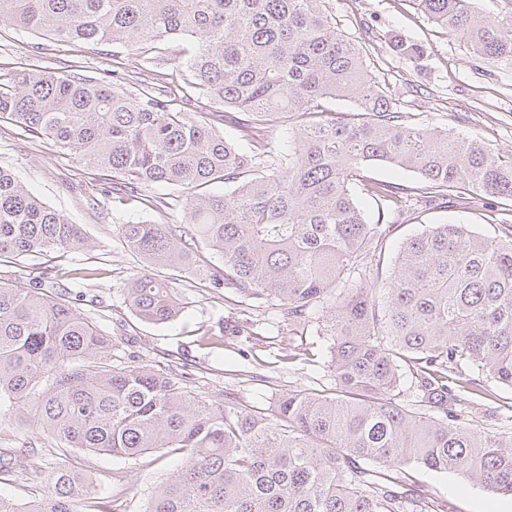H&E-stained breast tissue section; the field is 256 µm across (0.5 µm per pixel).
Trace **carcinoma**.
I'll list each match as a JSON object with an SVG mask.
<instances>
[{
  "mask_svg": "<svg viewBox=\"0 0 512 512\" xmlns=\"http://www.w3.org/2000/svg\"><path fill=\"white\" fill-rule=\"evenodd\" d=\"M324 0H0V24L40 32L80 51L110 43L112 77L26 63L0 81V119L18 135L74 153L88 174L112 173L105 194L127 208L143 189H178L180 224L120 225L143 267L125 300L141 320L182 312L156 267L210 288L274 302L291 330L328 336L335 388L295 389L271 411L225 405L184 389L171 371L112 366V337L69 301L47 294L51 273L0 281V430L9 416L63 449L135 459L174 448L182 464L157 484L145 512H448L396 482L411 464L512 494V432L472 427L485 397L478 377L512 387V235L434 224L407 239L388 274L374 262L399 216L415 206L465 209L477 196L512 200V153L476 136L408 121L368 53L336 29ZM431 22L491 63L512 58V30L470 0H413ZM182 43L179 78L152 66ZM145 77L126 80L122 62ZM128 81L118 91L114 81ZM218 112L177 106L187 88ZM354 104L332 112L326 103ZM288 117L286 153L267 142ZM235 130L241 148L215 124ZM411 171V192L364 176L373 164ZM378 201L366 221L353 191ZM78 225L0 166V263L85 249ZM224 261L208 268L199 248ZM0 474H33L12 450ZM0 512H108L98 487L68 466L43 493Z\"/></svg>",
  "mask_w": 512,
  "mask_h": 512,
  "instance_id": "cac0c4a2",
  "label": "carcinoma"
}]
</instances>
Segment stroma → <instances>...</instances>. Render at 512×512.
Returning <instances> with one entry per match:
<instances>
[{"label":"stroma","instance_id":"35a3bbf8","mask_svg":"<svg viewBox=\"0 0 512 512\" xmlns=\"http://www.w3.org/2000/svg\"><path fill=\"white\" fill-rule=\"evenodd\" d=\"M343 31L369 50L400 100L402 111L426 127L477 136L491 147L512 151V59L481 61L469 46L447 34L419 13L411 0H325ZM416 43L415 58L393 51V36ZM42 36L0 25V75L31 56ZM0 166L8 168L35 197L80 225L87 242L83 251L51 253L40 263L56 269V280L67 300L116 337L112 363L140 360L155 368H170L195 394L243 407H273L291 389L328 390L330 339L308 331L296 336L288 330L277 306L245 300L230 288H205L185 277L175 283L185 308L166 325L141 322L125 302L124 288L141 260L124 248L120 224L155 221L150 206L160 195L157 187L144 190L146 205L127 209L104 193L102 183L77 174L78 163L47 139L21 141L16 128L0 121ZM512 208V201L477 199L468 209L416 208L394 225L385 245L392 258L405 239L429 224H469L481 233L496 235L488 221L492 210ZM90 268L94 279L80 280L74 272ZM488 399L471 404L468 416L499 430H512L501 410L512 406V388L487 381ZM28 445L39 469L75 465L90 474L107 498L109 512H145L154 486L181 463L170 448L148 451L135 459L85 453L76 449L58 454V441L29 430ZM421 491L445 501L448 512L512 510V495L467 482L452 474L409 469Z\"/></svg>","mask_w":512,"mask_h":512}]
</instances>
